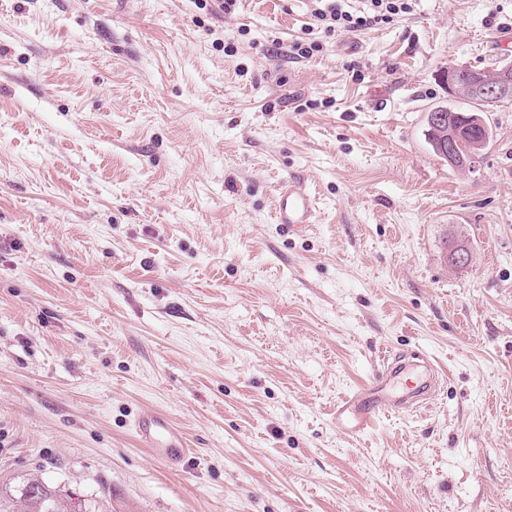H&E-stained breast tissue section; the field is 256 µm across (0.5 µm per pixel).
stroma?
Masks as SVG:
<instances>
[{
    "mask_svg": "<svg viewBox=\"0 0 512 512\" xmlns=\"http://www.w3.org/2000/svg\"><path fill=\"white\" fill-rule=\"evenodd\" d=\"M309 22L0 0V477L102 512H512V100L472 170L424 136L448 67L512 59V0H415L293 58ZM291 177L319 205L299 237ZM421 353L434 397L337 427ZM150 409L179 465L139 442ZM273 217L288 233L308 230L314 224L315 199L303 182L288 178L281 183L274 200ZM136 432L140 443L165 464L178 463L190 450L181 430L157 410H148L139 416Z\"/></svg>",
    "mask_w": 512,
    "mask_h": 512,
    "instance_id": "stroma-1",
    "label": "stroma"
}]
</instances>
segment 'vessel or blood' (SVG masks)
<instances>
[{
  "instance_id": "b4317fda",
  "label": "vessel or blood",
  "mask_w": 512,
  "mask_h": 512,
  "mask_svg": "<svg viewBox=\"0 0 512 512\" xmlns=\"http://www.w3.org/2000/svg\"><path fill=\"white\" fill-rule=\"evenodd\" d=\"M275 223L290 232L309 229L316 218L315 199L303 182L288 179L281 183L274 200ZM403 382L411 393L425 392L419 376L400 365L388 366L375 374L363 388L354 391L336 407V423L353 433L369 428L381 411L394 414L406 408L405 397L399 396L393 381ZM140 443L149 448L161 462L173 465L185 459L189 452L184 434L169 418L156 410L142 413L136 424Z\"/></svg>"
}]
</instances>
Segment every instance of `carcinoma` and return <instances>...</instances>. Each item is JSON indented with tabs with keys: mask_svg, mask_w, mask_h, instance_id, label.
Wrapping results in <instances>:
<instances>
[{
	"mask_svg": "<svg viewBox=\"0 0 512 512\" xmlns=\"http://www.w3.org/2000/svg\"><path fill=\"white\" fill-rule=\"evenodd\" d=\"M501 102L499 98L469 100V108L438 106L436 112L448 114V124L437 125L426 118V138L437 156H442V144L448 140V132L463 142L473 141L474 133H481L484 145H489L493 130L489 124L482 129H474L468 117L484 116L485 112ZM76 504L59 485L53 484L37 473L14 476L0 481V512H74Z\"/></svg>",
	"mask_w": 512,
	"mask_h": 512,
	"instance_id": "1",
	"label": "carcinoma"
}]
</instances>
